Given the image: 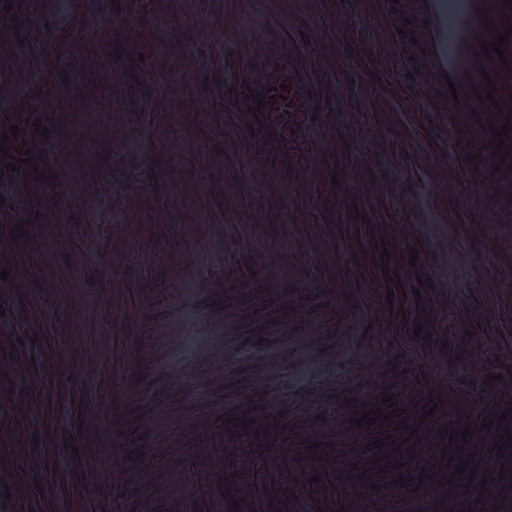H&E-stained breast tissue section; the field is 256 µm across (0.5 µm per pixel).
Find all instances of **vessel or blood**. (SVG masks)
<instances>
[{
    "label": "vessel or blood",
    "mask_w": 512,
    "mask_h": 512,
    "mask_svg": "<svg viewBox=\"0 0 512 512\" xmlns=\"http://www.w3.org/2000/svg\"><path fill=\"white\" fill-rule=\"evenodd\" d=\"M395 8L407 22L400 40L402 80L419 99L427 121L446 113L448 157L479 188L466 206L474 209L487 199L512 218V129L504 133L506 156L495 155L491 144L494 129L503 128L512 114V36L502 55L482 51L483 43L497 38L487 32L486 20L504 27L512 23V8L504 9L503 0H397ZM490 85L495 88L492 99L478 100L477 91ZM307 90L292 72L277 82L275 91H260L265 123L279 131L281 149L291 153L298 149L297 130L309 124ZM207 434L213 445L223 447L226 458L243 467L249 464L239 441L225 438L223 424L211 425ZM483 441V434L472 433L464 444H450L428 459L421 486L431 512H512V500L489 492L486 485L440 484L449 458L471 454ZM334 454L331 448H296L276 475L281 493L275 497L241 491L240 478L220 469L182 480L176 497L183 512H223L232 506L238 512H372L371 487L388 481V473L372 467L360 472L348 464L328 468L329 485L308 483L310 462Z\"/></svg>",
    "instance_id": "b4317fda"
}]
</instances>
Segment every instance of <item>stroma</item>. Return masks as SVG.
I'll list each match as a JSON object with an SVG mask.
<instances>
[{
	"label": "stroma",
	"instance_id": "obj_1",
	"mask_svg": "<svg viewBox=\"0 0 512 512\" xmlns=\"http://www.w3.org/2000/svg\"><path fill=\"white\" fill-rule=\"evenodd\" d=\"M11 3L0 512H140L132 482L101 490L120 468L149 470L152 512H177L187 459L214 464L194 430L218 410L267 406L350 461L417 470L454 427L427 412V379L480 400L512 377V228L456 206L466 186L399 80L385 0ZM288 54L311 86L310 163L233 81ZM469 463L448 469L512 498V458Z\"/></svg>",
	"mask_w": 512,
	"mask_h": 512
}]
</instances>
